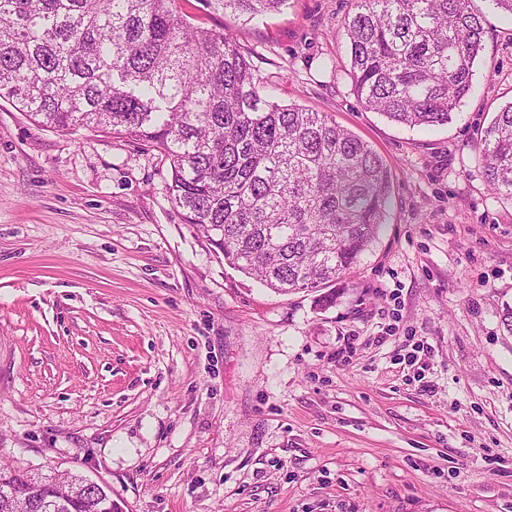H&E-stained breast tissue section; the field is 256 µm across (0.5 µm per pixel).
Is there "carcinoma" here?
I'll return each instance as SVG.
<instances>
[{
  "instance_id": "obj_1",
  "label": "carcinoma",
  "mask_w": 512,
  "mask_h": 512,
  "mask_svg": "<svg viewBox=\"0 0 512 512\" xmlns=\"http://www.w3.org/2000/svg\"><path fill=\"white\" fill-rule=\"evenodd\" d=\"M180 0H0V101L39 126L124 136L170 162L168 193L227 265L287 295L319 293L371 250L391 197L386 164L323 112L271 101L222 28ZM251 21L288 0H205ZM348 77L364 109L434 128L472 88L485 28L472 0H351ZM488 187L512 198V101L476 142ZM0 468V512H43ZM58 478L54 512H105L106 488Z\"/></svg>"
}]
</instances>
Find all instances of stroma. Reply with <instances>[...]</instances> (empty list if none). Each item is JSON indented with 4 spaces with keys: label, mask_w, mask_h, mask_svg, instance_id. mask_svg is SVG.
I'll list each match as a JSON object with an SVG mask.
<instances>
[{
    "label": "stroma",
    "mask_w": 512,
    "mask_h": 512,
    "mask_svg": "<svg viewBox=\"0 0 512 512\" xmlns=\"http://www.w3.org/2000/svg\"><path fill=\"white\" fill-rule=\"evenodd\" d=\"M180 5L377 151L385 224L335 304L280 295L183 222L158 152L1 102L0 466L81 473L126 512H512V200L474 149L512 100V16L475 0L473 89L423 130L359 102L350 0ZM214 10H228L251 21L258 16L280 12L288 0H203Z\"/></svg>",
    "instance_id": "obj_1"
}]
</instances>
